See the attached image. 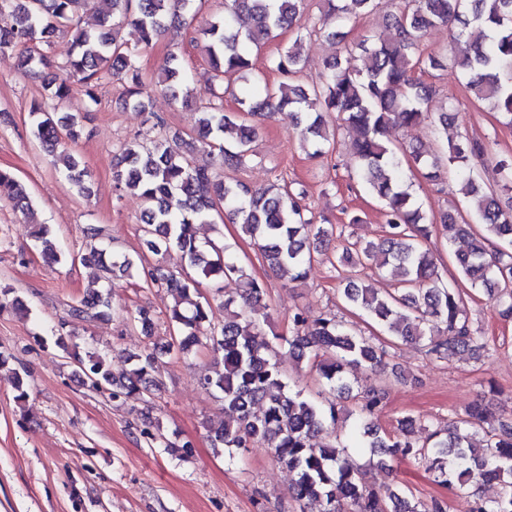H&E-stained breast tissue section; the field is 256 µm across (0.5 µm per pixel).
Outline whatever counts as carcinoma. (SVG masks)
I'll list each match as a JSON object with an SVG mask.
<instances>
[{
    "label": "carcinoma",
    "instance_id": "obj_1",
    "mask_svg": "<svg viewBox=\"0 0 512 512\" xmlns=\"http://www.w3.org/2000/svg\"><path fill=\"white\" fill-rule=\"evenodd\" d=\"M91 0H0V12L16 16V25L0 28V52L17 51L18 66L30 70L50 62L43 53L56 33L75 30L73 51L58 72L44 78L45 103H35L33 136L49 154H56L64 137H81L84 127L74 115L48 111V103H62L73 84L96 100L101 82L114 78L124 83L126 104L146 114L148 131L162 126L153 110L152 97L143 88L134 53L117 41L118 27L137 28L142 44L148 46L176 23H185L195 0H112V12L98 27H81L79 10ZM323 13L342 26L371 13L376 0H321ZM307 0H232L224 17L196 31L192 40L209 42L212 78L210 100L199 113L195 133L209 147V161L198 164L176 152L161 138L138 133L115 155L113 180L123 194L136 193L143 201L144 243L154 255L180 253L187 263L213 282V296L222 295L221 280L242 284L239 294L224 297V323L200 334L211 323L208 299L191 301L200 282L180 275L158 262L149 267L142 258L109 252L96 245L80 260L99 267L101 288L75 301L71 315L76 319H103L112 309L108 283L119 271L132 278L143 277L153 287L171 293L176 301L169 309L173 328L166 352L180 358L195 348L220 356L214 371L199 378L206 390L222 394L224 408L233 419L211 431L215 448L236 458L252 443L271 448L294 478L290 497L307 512L312 503L320 512H446L438 498L415 499L400 486L382 492L370 488L366 470L349 461L356 450L368 464L389 471L397 458H412L425 466L433 481L449 492L472 498L470 512H512V425L495 421L479 402L466 410L446 433L434 429L413 439L417 419L407 415L385 431L378 414L386 386H371L354 392L346 369L363 370L379 377L387 367V345L357 334L331 314L311 317L301 312L292 316L291 334L273 335L269 340L260 327L268 313L260 302L263 284L228 248L198 241L196 224H213L224 213L253 241L262 260L273 273L286 272L292 282L308 278L313 261L311 244L328 249L342 237L333 224H317L305 214L302 195L278 181L251 190L242 184L216 179L224 166H243L249 160V145L256 128L238 122L243 115L270 118L281 112L301 129L312 157L329 153L336 138L326 135L322 113L308 112L312 101L335 113L342 125L355 132L352 154L361 187L381 205L385 231L375 241H355L336 255V262L354 269L391 268L401 287L381 292L350 278L342 280L341 297L398 342L420 346L426 355L445 361L466 354L479 361L488 352V337L472 326L463 292L444 282L439 258L427 247L436 226L407 183L406 171L418 169L433 181L441 168L455 175L459 192L474 210L471 221L461 214L444 211L439 216L451 242L468 240L467 249L455 252L460 275L472 290L496 302L500 314L512 317V205L502 198L512 196V159L499 161L500 183L485 184L472 160L484 155V144L458 135L446 137L455 113L441 112L430 118L428 100L432 87L415 78L443 67L440 57L423 53L421 44L435 28L448 27L450 67L455 69L473 96L490 102L508 124H512V0H402L389 18L390 34L374 36L353 47L344 46L326 62V71L312 85L296 82L302 64L299 45L304 38L322 33L315 25L297 31L293 44L281 52L276 70L282 81L259 87L251 76V55L280 30L297 26ZM236 76L254 82L236 98L237 110L224 111V77ZM188 81L182 58L170 53L161 69L159 83L174 99ZM181 100V99H179ZM185 107L193 103L183 99ZM433 120L435 132L443 137L434 153L394 147L390 129L408 128ZM68 182L79 193L89 194L88 172L74 154L59 156ZM0 198L17 207H29L24 185L9 171L0 169ZM35 247L50 260L66 258L49 224L34 232ZM50 332L56 345L71 359L75 373L93 390L107 391L114 399L139 400L155 386L151 377L156 351L147 350L124 358L119 377L111 371L112 350L100 349L60 322ZM288 346V355L305 361L334 400L319 402L295 389L274 360L276 343ZM347 395L358 398L357 407L341 405ZM351 419L346 442L315 447L314 438L340 418ZM495 481L500 493L486 501L474 493L478 482Z\"/></svg>",
    "mask_w": 512,
    "mask_h": 512
}]
</instances>
